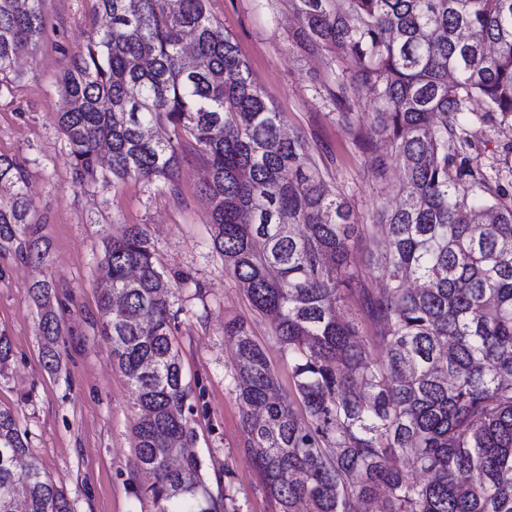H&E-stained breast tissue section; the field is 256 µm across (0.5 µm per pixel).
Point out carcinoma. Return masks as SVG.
<instances>
[{
  "label": "carcinoma",
  "instance_id": "obj_1",
  "mask_svg": "<svg viewBox=\"0 0 512 512\" xmlns=\"http://www.w3.org/2000/svg\"><path fill=\"white\" fill-rule=\"evenodd\" d=\"M290 2L303 42L350 61L331 91L339 123L359 141L389 140L378 171L402 168L405 198L383 205L377 223H358L304 136L283 133L208 0H95L109 25L91 28L75 54L58 113L75 178L95 175L105 145L112 177L173 190L182 139L205 158L212 249L270 319L292 371L293 399L247 321L224 325L248 453L280 512H512V190L466 156L473 98L479 119L512 132V0ZM44 30V0H0V82ZM353 86L377 103L367 121ZM3 182L14 192L0 201V248L35 234L23 162L0 154ZM371 230L388 243L366 261L380 279L365 294L383 327L374 352L336 313V270ZM102 270L112 293L101 331L141 411L134 470L159 512L176 500L221 512L196 456L171 465L193 439V407L171 339L172 285L146 230L124 225ZM55 288H32L50 370ZM0 512H74L2 408Z\"/></svg>",
  "mask_w": 512,
  "mask_h": 512
}]
</instances>
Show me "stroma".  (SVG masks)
Segmentation results:
<instances>
[{"mask_svg":"<svg viewBox=\"0 0 512 512\" xmlns=\"http://www.w3.org/2000/svg\"><path fill=\"white\" fill-rule=\"evenodd\" d=\"M94 8V0H45L43 42L37 52L19 54L17 80L0 83V154L19 158L27 168L33 220L47 249L42 263L22 259L12 246L0 250V332L13 345L12 357L0 368V407L13 411L32 455L67 493L74 512H159L133 470L139 410L99 325L107 286L100 268L105 242L122 225H143L155 244L157 267L174 286L173 338L194 407L189 425L196 437L188 450L201 461L206 485L214 497L224 498L227 512H279L246 453L225 323L247 319L282 392L292 393L293 382L269 320L252 310L212 249L204 158L183 144L184 176L173 190L158 182L113 179L104 163L95 180L80 183L70 166V145L57 122L61 80L86 40ZM208 8L234 36L255 84L287 128L306 137L327 180L360 222L373 223L383 200L397 198L401 175L393 164L377 169L391 153L385 139L358 145L336 120L327 90L348 60L297 39L301 23L289 0H209ZM469 108V158L512 182V133L481 121L480 100ZM385 247L378 233L352 242L336 305L340 316L361 319L370 344L381 327L365 318L364 293L378 285L365 260ZM48 278L58 283L52 304L63 321L54 372L43 365L32 293L35 283Z\"/></svg>","mask_w":512,"mask_h":512,"instance_id":"stroma-1","label":"stroma"}]
</instances>
